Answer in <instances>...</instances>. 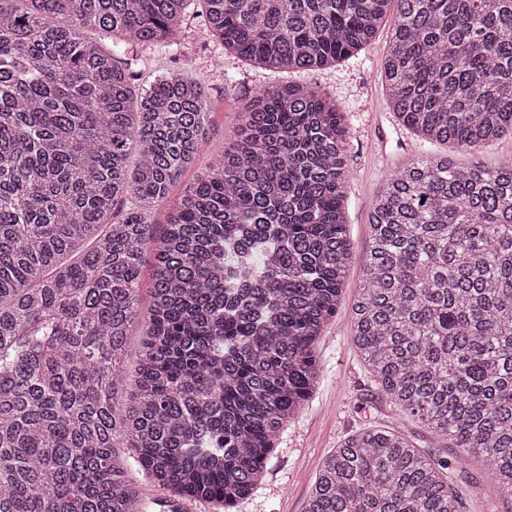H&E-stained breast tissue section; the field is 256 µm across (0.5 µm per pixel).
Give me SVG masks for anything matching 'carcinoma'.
I'll list each match as a JSON object with an SVG mask.
<instances>
[{
    "instance_id": "1",
    "label": "carcinoma",
    "mask_w": 512,
    "mask_h": 512,
    "mask_svg": "<svg viewBox=\"0 0 512 512\" xmlns=\"http://www.w3.org/2000/svg\"><path fill=\"white\" fill-rule=\"evenodd\" d=\"M188 2L0 0V512H145L124 441L160 487L230 509L319 380L351 256L340 110L264 87L156 229L209 102L179 70L137 91L130 52L175 37ZM200 3L224 50L273 72L349 57L394 15L392 111L471 161L428 155L377 191L353 341L405 421L512 498V159L480 160L512 130V0ZM474 488L402 431L367 428L325 460L306 512H460Z\"/></svg>"
}]
</instances>
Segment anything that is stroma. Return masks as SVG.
Listing matches in <instances>:
<instances>
[{"label": "stroma", "mask_w": 512, "mask_h": 512, "mask_svg": "<svg viewBox=\"0 0 512 512\" xmlns=\"http://www.w3.org/2000/svg\"><path fill=\"white\" fill-rule=\"evenodd\" d=\"M392 27V20H384L375 39L359 53L332 66L297 73H271L226 53L202 19L195 17L188 18L175 38L136 50L138 90L149 89L158 76L181 67L189 58L194 62L191 76L207 87L209 96L210 137L194 166L181 173L167 200L156 208L153 219L159 224L165 223L186 187L222 152L225 138L238 125L257 89L288 82L310 86L336 101L344 114L345 160L350 172L345 208L352 257L341 304L316 348L321 378L303 409L281 432L262 480L238 502L234 512H305L325 459L345 438L368 427L401 424L416 446H435L422 424L402 423L399 411L382 397L351 336V305L361 280L368 243L367 216L375 192L402 165L425 153L447 150L443 144H424L389 107L381 70ZM440 454L451 468L478 483L464 512H512V503L484 483L480 459L460 457L453 448L441 449Z\"/></svg>", "instance_id": "obj_1"}]
</instances>
